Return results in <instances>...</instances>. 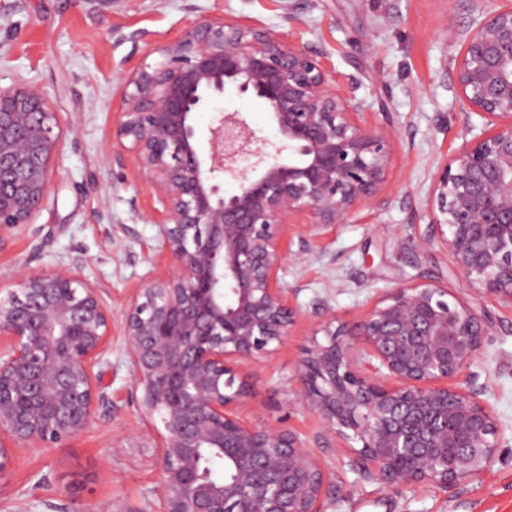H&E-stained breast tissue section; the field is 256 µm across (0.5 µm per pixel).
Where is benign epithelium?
Masks as SVG:
<instances>
[{
	"instance_id": "obj_1",
	"label": "benign epithelium",
	"mask_w": 512,
	"mask_h": 512,
	"mask_svg": "<svg viewBox=\"0 0 512 512\" xmlns=\"http://www.w3.org/2000/svg\"><path fill=\"white\" fill-rule=\"evenodd\" d=\"M452 79L486 119L464 127L432 195L441 243L478 297L512 307V3L478 11L455 34ZM126 75L112 160L156 199L163 269L126 295L131 383L155 450L157 485L140 512H326L334 474L297 431L261 407L244 417L242 362L288 343L301 314L279 272L312 241L380 200L397 167L396 137L331 80L323 54L239 20L202 18ZM259 101L280 139L260 140L243 113L221 112L202 137L196 115L226 92ZM65 128L27 83L0 89V226L36 223L53 188ZM237 183L232 193L224 182ZM297 250H292L293 244ZM0 474L14 449L57 448L107 402L94 372L112 336L104 289L68 269L0 272ZM297 362L293 401L319 419L324 448L352 440L385 488L444 489L482 474L498 426L476 388L451 385L478 358L490 319L441 278L392 288L342 320L322 304ZM216 457L224 474L206 466Z\"/></svg>"
}]
</instances>
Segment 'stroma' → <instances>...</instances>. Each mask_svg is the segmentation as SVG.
I'll return each instance as SVG.
<instances>
[{"label":"stroma","instance_id":"stroma-1","mask_svg":"<svg viewBox=\"0 0 512 512\" xmlns=\"http://www.w3.org/2000/svg\"><path fill=\"white\" fill-rule=\"evenodd\" d=\"M503 0H0V87L22 82L45 90L63 124L54 188L37 224L0 229V269H72L104 288L112 338L100 368L109 397L88 428L66 446L18 450L0 478V512H20L23 501L52 499L61 512H139L156 485L152 449L134 434L146 429L130 381L123 335L127 292L150 269L157 245L150 214L156 205L132 168L112 162L125 74L141 60L160 61L158 46L201 17L245 18L324 54L333 79L349 86L375 123H390L399 155L382 201L316 240L304 259L285 264L281 277L295 287L302 311L288 344L274 359L243 365L246 408L261 407L303 435L317 417L289 405L294 368L310 345L314 311L327 302L348 318L385 291L452 276L442 246L425 251L419 238L439 212L431 189L441 166L461 150L464 124L484 127L453 87L450 67L463 29L479 10ZM244 113L256 136L277 140L267 112L250 97L228 94L196 117L206 127L215 113ZM493 327L478 361L455 379L476 386L501 428L498 450L479 479L450 489L382 488L353 465L351 449L325 450L336 474L328 512H512V308L473 299ZM127 436L113 454V436ZM44 485H37L38 477Z\"/></svg>","mask_w":512,"mask_h":512}]
</instances>
